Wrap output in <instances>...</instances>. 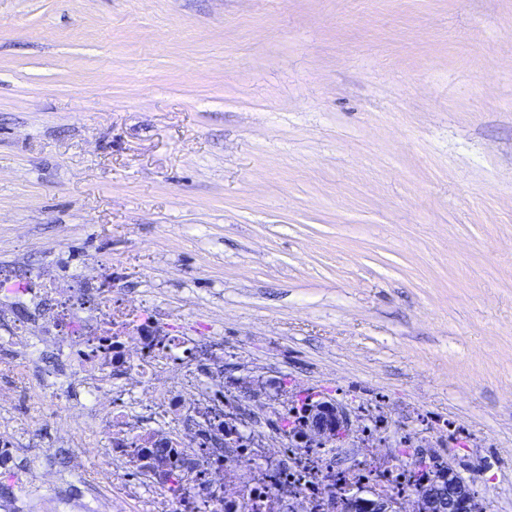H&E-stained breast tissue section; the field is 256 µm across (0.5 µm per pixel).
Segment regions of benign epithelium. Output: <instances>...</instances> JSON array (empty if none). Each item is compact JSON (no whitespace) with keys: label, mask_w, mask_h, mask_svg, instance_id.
Instances as JSON below:
<instances>
[{"label":"benign epithelium","mask_w":512,"mask_h":512,"mask_svg":"<svg viewBox=\"0 0 512 512\" xmlns=\"http://www.w3.org/2000/svg\"><path fill=\"white\" fill-rule=\"evenodd\" d=\"M363 430L359 416L341 403L321 397L304 411L301 432L294 438L304 448L341 447ZM415 458L434 473L424 478L412 499H401L378 490H352L348 512H476V495L472 480L465 478L453 458L438 452L414 450Z\"/></svg>","instance_id":"7a95c632"}]
</instances>
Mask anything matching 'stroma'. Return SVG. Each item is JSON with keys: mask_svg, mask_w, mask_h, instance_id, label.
Instances as JSON below:
<instances>
[{"mask_svg": "<svg viewBox=\"0 0 512 512\" xmlns=\"http://www.w3.org/2000/svg\"><path fill=\"white\" fill-rule=\"evenodd\" d=\"M93 260L222 337L269 426L319 394L395 456L457 437L512 512V0H0V273ZM0 308L7 416L93 447L11 377L31 310Z\"/></svg>", "mask_w": 512, "mask_h": 512, "instance_id": "obj_1", "label": "stroma"}]
</instances>
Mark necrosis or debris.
<instances>
[{"label": "necrosis or debris", "mask_w": 512, "mask_h": 512, "mask_svg": "<svg viewBox=\"0 0 512 512\" xmlns=\"http://www.w3.org/2000/svg\"><path fill=\"white\" fill-rule=\"evenodd\" d=\"M22 295L39 307L37 319L15 327L20 349L49 341L55 370L40 395L87 418L97 436L92 454L107 464L113 490L72 494L65 512L91 499L95 512H288L289 497L310 512H334L344 481L374 484L412 497L404 462L360 460L337 474L317 448L265 447L256 414L245 413L224 380V344L171 334L166 323L133 303L124 289L107 288L96 313L81 316L84 289L40 281ZM237 425L238 447L224 445L225 424ZM155 444L170 458L145 466Z\"/></svg>", "instance_id": "obj_1"}]
</instances>
